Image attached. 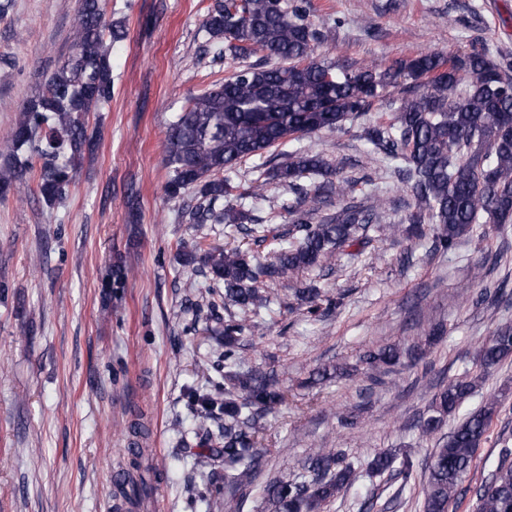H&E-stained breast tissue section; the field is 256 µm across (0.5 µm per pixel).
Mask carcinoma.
<instances>
[{"label": "carcinoma", "instance_id": "cac0c4a2", "mask_svg": "<svg viewBox=\"0 0 512 512\" xmlns=\"http://www.w3.org/2000/svg\"><path fill=\"white\" fill-rule=\"evenodd\" d=\"M310 0H215L203 20L209 36L206 52L227 63V74L191 95L169 124L163 163L169 170L164 186L171 199L194 192L188 216L194 224H231L249 238L233 247H215L202 236L182 251L187 266L209 281L205 302L215 315L224 311L217 332L224 352L213 369L211 389L193 395L199 424L195 438L223 448L224 483L211 481L199 493L206 512H222L224 501L251 488L269 453L262 446V419L288 400L274 371L245 365L244 341L260 334L258 317L269 309L264 283H290L292 277L332 257L333 251L360 243L379 223L382 203L359 206L346 202V180H326L312 187L311 175L325 177L329 164L319 153L283 150L290 140L318 133L334 134L364 117L398 90L387 124L372 123L364 139L398 164V173L414 199L408 232L423 237L430 225L435 248L448 251L484 221L499 230L512 224V59L492 55L475 44L461 55L419 53L382 67L341 64L317 53L324 35L309 20ZM126 37L112 22L106 0H80L74 17L71 51L45 76L22 105L13 138L0 152V190L36 181L42 201L54 206L73 186L78 165L95 151L89 132L90 112L112 99V43ZM269 156L262 182L277 181L293 196L282 209L292 228L286 245L265 260L250 244L265 242L279 218H262L244 208L253 193L233 185L229 174L242 162ZM336 197L344 205L315 218L307 201ZM297 300L318 309L320 289L293 284ZM512 357V326L505 325L486 341L475 358V370L434 394L422 421L424 437L437 438L422 484L423 512H448L458 487L474 466L478 448L498 412L491 398L469 413L452 431L442 433L473 394L486 373ZM418 363L421 345H388L368 350L364 363L375 373L401 360ZM384 451L369 471L408 475L404 457ZM360 472L341 448H316L299 473L271 477L262 488L266 512H323ZM151 477L130 482L125 497L136 503L150 497ZM476 512H512V461L502 455L493 473L475 490Z\"/></svg>", "mask_w": 512, "mask_h": 512}]
</instances>
